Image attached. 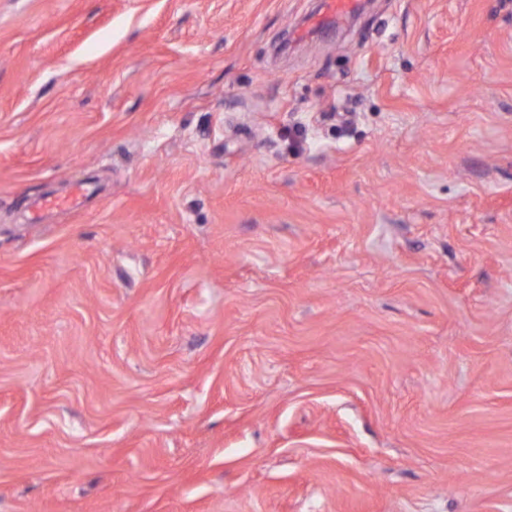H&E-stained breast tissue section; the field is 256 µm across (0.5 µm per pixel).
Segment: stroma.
Masks as SVG:
<instances>
[{
    "mask_svg": "<svg viewBox=\"0 0 512 512\" xmlns=\"http://www.w3.org/2000/svg\"><path fill=\"white\" fill-rule=\"evenodd\" d=\"M323 11L0 0V512H512V0Z\"/></svg>",
    "mask_w": 512,
    "mask_h": 512,
    "instance_id": "1",
    "label": "stroma"
}]
</instances>
